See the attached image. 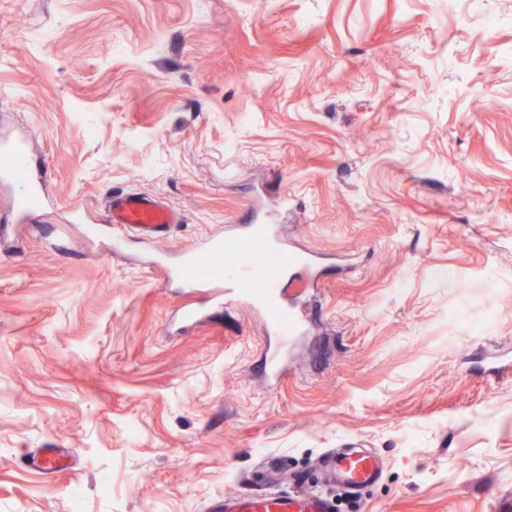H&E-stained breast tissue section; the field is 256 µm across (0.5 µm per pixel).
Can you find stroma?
Masks as SVG:
<instances>
[{
	"label": "stroma",
	"mask_w": 512,
	"mask_h": 512,
	"mask_svg": "<svg viewBox=\"0 0 512 512\" xmlns=\"http://www.w3.org/2000/svg\"><path fill=\"white\" fill-rule=\"evenodd\" d=\"M0 111L50 197L0 218V512H207L271 457L332 498L344 445L370 512L512 492V0H0ZM128 191L163 253L87 236ZM254 213L318 261L276 381L261 312L176 276ZM321 465L328 482L357 499L378 483L384 472L383 463L368 448L330 450Z\"/></svg>",
	"instance_id": "stroma-1"
}]
</instances>
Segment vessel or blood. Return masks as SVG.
I'll return each instance as SVG.
<instances>
[{
  "label": "vessel or blood",
  "instance_id": "1",
  "mask_svg": "<svg viewBox=\"0 0 512 512\" xmlns=\"http://www.w3.org/2000/svg\"><path fill=\"white\" fill-rule=\"evenodd\" d=\"M0 181L14 185L11 213L20 219L30 218L46 198L42 180L35 171L26 141L0 142ZM179 215L163 202L140 193L111 194L107 199V215L100 223L90 225L96 234L111 228L114 243L124 234L134 233L154 246H161L178 223ZM274 227L270 224L242 226L239 232L216 237L191 250L185 268L189 285L195 288L227 287L229 292L256 303L268 327L282 341L288 342L300 332V320L288 303L281 278L282 271L312 272L313 256L285 247L272 248ZM275 250L279 264L260 272L256 257ZM321 465L326 479L341 491L361 498L368 488L378 483L384 466L376 453L367 448H337L328 451ZM326 496L301 490H276L257 495L227 494L214 500L208 512H331Z\"/></svg>",
  "mask_w": 512,
  "mask_h": 512
}]
</instances>
